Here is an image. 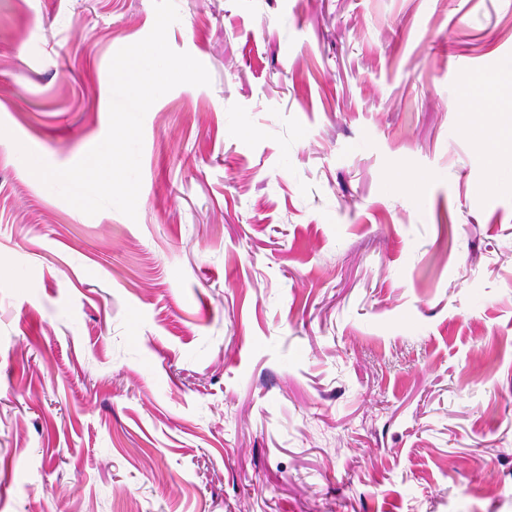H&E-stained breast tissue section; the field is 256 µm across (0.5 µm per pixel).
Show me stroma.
Wrapping results in <instances>:
<instances>
[{"mask_svg":"<svg viewBox=\"0 0 512 512\" xmlns=\"http://www.w3.org/2000/svg\"><path fill=\"white\" fill-rule=\"evenodd\" d=\"M175 2L131 219L15 146L104 138L153 0H0V512H512V0ZM512 85V63L505 62L498 68L487 74L480 85L474 87L465 101V112L471 107L470 102L475 99V104L482 107L483 112L498 111V105L492 90L500 86Z\"/></svg>","mask_w":512,"mask_h":512,"instance_id":"1","label":"stroma"}]
</instances>
